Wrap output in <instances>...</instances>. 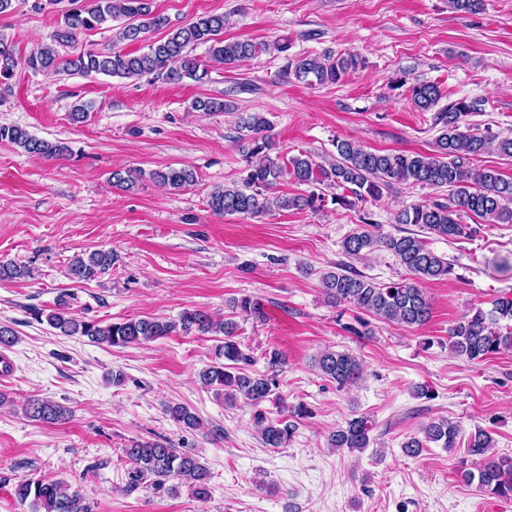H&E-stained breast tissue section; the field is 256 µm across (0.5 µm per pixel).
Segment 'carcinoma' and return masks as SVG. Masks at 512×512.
<instances>
[{"label":"carcinoma","instance_id":"obj_1","mask_svg":"<svg viewBox=\"0 0 512 512\" xmlns=\"http://www.w3.org/2000/svg\"><path fill=\"white\" fill-rule=\"evenodd\" d=\"M75 7L62 10L49 44L41 46L24 60L32 71H69L85 76L107 75L134 78L161 75L171 83L185 79L201 81L207 76L206 64L193 51L199 45L208 46L209 60L225 67L259 56L271 49L286 53L291 47L288 39L273 43L224 39V14L208 13L191 22L169 30L166 37L148 45L143 53L126 52L119 42L136 43L150 29L166 26L167 19L154 13L153 0H70ZM449 7L461 15L483 10L485 0H448ZM124 19L115 34L116 44L108 49L83 48L63 56L61 48H73L80 38L93 30H101L115 20ZM361 64L358 55L348 53L336 57L306 56L297 59L293 75L300 81L317 84H336ZM18 60L6 44L0 42V80L10 78ZM413 106L422 111L433 108L441 99L439 87L432 83H415L409 87ZM482 100L460 98L439 113L440 134L435 140V153L395 151L377 153L343 140L336 143L335 158L321 164L307 154L286 158L275 141L265 135L269 121L257 113L239 116L238 129L248 132L245 159L246 176L241 183L217 187L208 197V207L215 214H243L261 217L274 208L316 209L325 202V195L311 192L293 197H271L268 191L280 180L290 177L298 183L323 185L349 190L355 200L378 198L383 190L399 184H416L448 189V202L415 204L398 211L397 224H413L421 230L444 239L470 236L471 229L461 223V216L474 214L493 224H512V178L504 177L497 169L475 167L474 157L490 150L512 157V134L487 137L462 129L465 118L481 111ZM197 112H225L230 105L222 99L205 98L193 102ZM0 142L20 148L24 153L45 159L67 154L68 147L60 141L38 138L19 125H0ZM144 171L116 169L109 180L122 190L133 189ZM149 178L171 190H181L195 184L196 174L188 167L168 166L149 173ZM355 200L335 194L332 201L352 207ZM365 223L354 229L342 241V250L350 258H359L378 248L390 252L399 264L412 275L408 281L379 284L365 278L349 265L340 263L322 277L324 291L334 304H350L379 320L395 322L405 327L424 324L430 315V305L418 283L440 279L452 273L447 259L431 250L426 241L415 233L378 236ZM111 251L93 250L77 257L68 266L69 279L75 282L93 280L112 268ZM231 307L245 317L263 316L261 303L249 296L235 298ZM45 318L48 325L63 336H83L89 342L112 348H126L171 335L223 336L216 346L215 360L199 372L200 381L224 395L228 403L241 398L256 408L255 421L263 443L268 448H281L294 436L298 420L310 414L300 404L288 410V419L269 420L260 409L277 389L276 368L281 357L272 353L268 360L270 373L257 374L246 368L252 362L235 341L237 324L215 321L205 311L187 310L175 319L125 318L103 324L84 320L70 308L66 295L57 299L48 313L34 312ZM448 346L458 357L470 363H480L489 356L512 347V295L496 298L485 310L475 307L448 329ZM320 375L339 388L354 384L361 373V364L348 352L325 350L315 359ZM167 414L176 424L191 430L202 428L203 422L189 407L181 403L167 406ZM25 415L47 424L65 420L69 410L50 400L30 398L25 403ZM371 427L365 416L354 417L328 437V445L338 450L362 451L372 442ZM460 426L446 418L425 423L420 435L403 443L406 455L417 456L428 444L451 450L456 447ZM490 434L477 429L469 435L467 450L477 458V472L461 470L463 479L477 482L488 494L512 499V457L499 456L491 451ZM130 467L127 469L126 491L136 490L151 480L162 487L170 479L185 485L199 500L210 496L207 469L199 457L181 452L171 445L151 441H134L124 449ZM16 498L30 502L34 512H95L94 503L75 489L65 491L56 480L40 477L23 479L14 490Z\"/></svg>","mask_w":512,"mask_h":512}]
</instances>
